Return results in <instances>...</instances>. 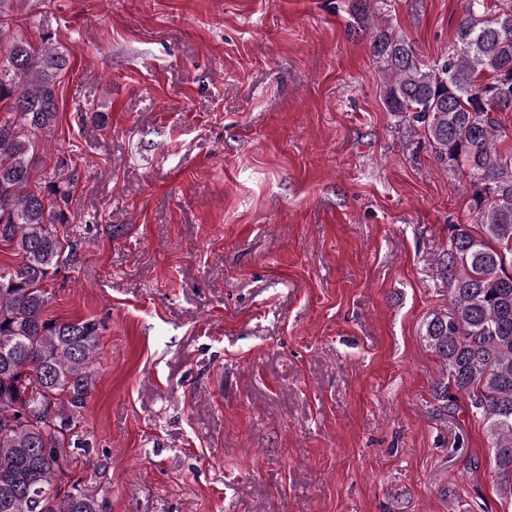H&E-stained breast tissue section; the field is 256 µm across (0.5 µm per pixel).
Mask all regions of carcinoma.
<instances>
[{
    "instance_id": "1",
    "label": "carcinoma",
    "mask_w": 512,
    "mask_h": 512,
    "mask_svg": "<svg viewBox=\"0 0 512 512\" xmlns=\"http://www.w3.org/2000/svg\"><path fill=\"white\" fill-rule=\"evenodd\" d=\"M389 112L423 129L441 163L479 181L473 198L483 236L463 226L450 238L443 274L452 314L426 326L448 382L491 438V466L512 495V144L491 114L512 112V0H463L448 52L424 64L405 37L375 27ZM67 64L53 37L36 48L0 22V243L21 258L0 268V512H101L83 479L62 484L68 457L86 447L82 409L97 387L100 346L92 319H49V282L74 244L66 192L32 189L34 136L51 132L58 77Z\"/></svg>"
}]
</instances>
